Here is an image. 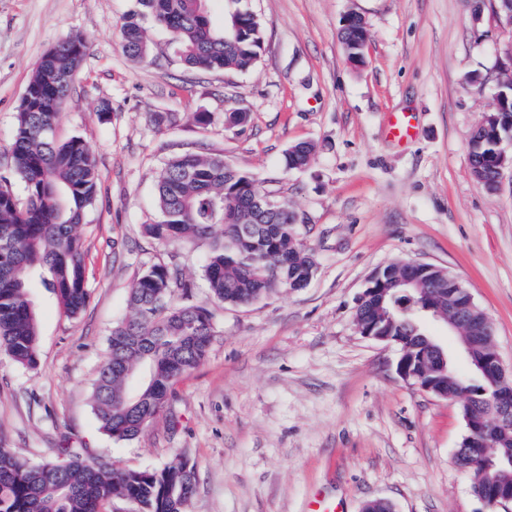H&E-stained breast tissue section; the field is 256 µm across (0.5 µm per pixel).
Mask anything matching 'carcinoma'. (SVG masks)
<instances>
[{
    "mask_svg": "<svg viewBox=\"0 0 512 512\" xmlns=\"http://www.w3.org/2000/svg\"><path fill=\"white\" fill-rule=\"evenodd\" d=\"M223 24L215 26L201 0H136L122 27V48L131 58L147 52L146 23L168 29L188 68L205 72L249 70L260 57L265 26L244 0H226ZM85 55L77 36L59 41L40 58L16 116L13 173L25 186L20 202L0 180V355L34 369L38 364V323L31 290L51 289L70 317L89 301L83 241L77 227L93 204L98 173L90 147L80 138L59 141L55 128ZM314 152L308 142L289 147L287 169H301ZM266 197L255 180L216 154L183 152L170 157L156 178L159 220L144 225L146 236L171 246L211 240L204 276L210 298L246 306L285 289L303 286L315 261L298 225L284 210L255 219ZM192 282L175 260L154 264L129 289V314L112 327L90 402L100 430L117 440L135 438L168 400L173 384L205 358L213 336L210 311L188 304ZM412 296L448 315V292L426 288ZM368 328L414 344L425 326L385 318L373 307ZM495 378L480 376L461 389L448 377V395L462 410L484 404ZM496 463L495 486L512 488V431L498 432L490 448H459L456 465L472 474L474 463ZM196 465L177 453L159 469H121L85 448H61L53 461L32 464L0 448V512H105L120 497L139 512H187L196 488Z\"/></svg>",
    "mask_w": 512,
    "mask_h": 512,
    "instance_id": "obj_1",
    "label": "carcinoma"
}]
</instances>
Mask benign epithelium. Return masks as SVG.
I'll return each mask as SVG.
<instances>
[{
	"instance_id": "1",
	"label": "benign epithelium",
	"mask_w": 512,
	"mask_h": 512,
	"mask_svg": "<svg viewBox=\"0 0 512 512\" xmlns=\"http://www.w3.org/2000/svg\"><path fill=\"white\" fill-rule=\"evenodd\" d=\"M493 12L494 17L501 26L508 29L509 34L505 60L499 62L502 78L498 80V90L493 104V109L499 112L502 106L512 103V0H494ZM488 162L494 174L487 183V189L495 192L502 183L505 171L512 172V137L498 140V150L488 157ZM400 267V273L394 277L382 267L375 269L369 277L368 286L359 300V305L363 306L374 299L383 298L388 292L385 285L390 279L393 280L394 288L416 289L424 277L432 273L440 279L442 286L448 289V306L453 314V322L448 324V328L455 329L457 323L472 325L471 334L459 341L461 352L469 356L476 342L494 337L493 321L486 315L480 322L475 320L474 314L478 312V307L474 304L471 293L446 270L416 262H402ZM377 340L399 347L397 373L403 380L439 397H448V393L438 388L440 377L448 373V354L442 348L430 340L427 341V349L423 351L418 347L406 346L400 339L391 336H379ZM477 367L484 374L493 372L504 379H512V368H506L497 354L484 358ZM490 403L492 410L488 413L471 411L465 416L467 431L462 440V447H487L488 429H512V392H501L490 400Z\"/></svg>"
}]
</instances>
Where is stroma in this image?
<instances>
[{
    "label": "stroma",
    "instance_id": "stroma-1",
    "mask_svg": "<svg viewBox=\"0 0 512 512\" xmlns=\"http://www.w3.org/2000/svg\"><path fill=\"white\" fill-rule=\"evenodd\" d=\"M247 4L265 23L258 62L211 73L183 66L170 32L153 24L147 58L127 56L132 0H0V176L24 197L11 167L18 107L37 61L70 36L86 54L56 136L84 140L99 173L79 228L89 303L73 319L34 289L38 365L0 356V447L42 463L71 440L135 470L184 454L197 466L188 512H310L320 499L361 512L377 498L395 512H481L470 474L454 463L461 401L404 381L397 347L362 336L355 309L378 267L444 268L494 322L512 366V183L490 193L468 161L508 36L472 0ZM349 13L368 32L359 66L338 38ZM234 109L249 112L247 125H225ZM199 112L210 122H197ZM389 112L412 113L411 140L382 132ZM302 141L316 145L308 166L285 170V150ZM183 151L223 155L288 199L316 260L306 287L223 306L203 276L208 241L177 251L144 234L159 217L156 175ZM174 257L216 334L149 425L116 441L98 428L92 383L133 280Z\"/></svg>",
    "mask_w": 512,
    "mask_h": 512
}]
</instances>
